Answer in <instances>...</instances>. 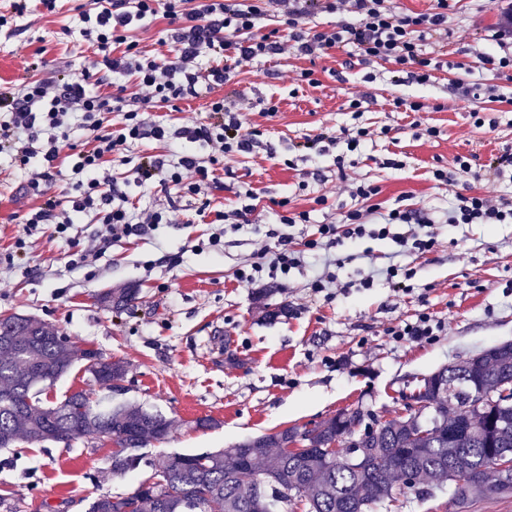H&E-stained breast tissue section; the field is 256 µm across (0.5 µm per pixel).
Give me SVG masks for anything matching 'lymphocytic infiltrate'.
<instances>
[{
	"label": "lymphocytic infiltrate",
	"instance_id": "obj_1",
	"mask_svg": "<svg viewBox=\"0 0 512 512\" xmlns=\"http://www.w3.org/2000/svg\"><path fill=\"white\" fill-rule=\"evenodd\" d=\"M451 0H436L431 11L404 14L396 12L389 0H99L97 7L79 6L80 34L96 47L92 69L103 78L135 76L139 86L151 88L152 97H125L115 94L101 97L91 94L84 79L59 76L27 82L17 89H0V154L7 155L29 170L33 160H41L43 170L31 178L28 186L44 202L32 210L27 224L55 225L58 234H66L72 214L95 211L112 237L141 235L159 223L164 214L154 210L135 214L123 204L125 195L111 183L104 169L108 158L124 146L151 137L158 141L185 140L186 148L176 152L170 163L140 160L135 179L146 186L159 181L168 188L196 193L209 180L207 161L202 149L211 148L222 155H233L253 148L251 134L242 130L239 113L234 112L230 97L211 102L205 121L179 129L148 122L145 114L151 98L169 105L198 96L199 85L229 83L227 68L212 65L198 69L200 57L232 55L237 63H250L278 55L282 39H289L297 53L312 57L331 48H349L365 61H384L396 66L405 82L423 83L430 77L434 59L426 45L448 42V13ZM352 13V20L334 29L304 27L303 22L320 13ZM277 13L278 28L264 30L262 22ZM164 15L169 26L162 31L163 41L175 45L173 60L160 62L141 54L133 31L150 25L157 15ZM121 113L122 125L111 129L104 124L106 115ZM85 131L82 149L73 155L71 172L77 178V192L69 203L72 213L60 217L57 203L50 197L53 171L70 128ZM468 174L477 181H497L512 177V148L488 161L472 164L470 158L457 156L446 167L435 169V180L454 183L458 174ZM378 187L360 184L354 197L363 209L348 212L344 229L324 224L319 240L310 248H333L343 240L364 236L394 237L400 245L421 253L432 250L436 240L431 227L434 219L421 209H392L381 212L375 198ZM308 212L277 214L275 227L266 236L272 239L261 260L250 271H239L237 278L254 282L263 271L289 272L301 264L298 251L285 225L304 224ZM450 224H512V201H494L481 194L459 193L446 215ZM401 233H392L393 225Z\"/></svg>",
	"mask_w": 512,
	"mask_h": 512
}]
</instances>
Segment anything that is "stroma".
<instances>
[{
	"label": "stroma",
	"instance_id": "obj_1",
	"mask_svg": "<svg viewBox=\"0 0 512 512\" xmlns=\"http://www.w3.org/2000/svg\"><path fill=\"white\" fill-rule=\"evenodd\" d=\"M56 0L47 10L30 0L12 13L0 0V86L53 76L66 68L82 76L94 48L80 35L79 4ZM497 10L491 0H458L448 17L453 31L423 85L400 83L392 63H361L332 49L315 59L301 57L290 42L272 59L248 65L226 58L237 92L234 108L245 132L259 145L220 159L214 181L199 193L182 192L168 205L161 184L137 186L131 165L114 160L108 174L136 211L165 209L166 223L148 234L120 237L90 265L71 268L68 239L88 245L104 232L94 214L74 216L67 238L54 225L26 228L41 199L27 176L0 155V316L35 317L78 345L127 362L123 401L163 414L173 423L164 442L146 455L202 453L245 438L303 426L357 406L384 421L402 415L415 376L430 373L479 350L512 341V224H438L436 244L420 254L391 239H364L337 247L342 264L329 294L314 293L323 271L317 253L307 251L320 225L341 221L362 203L351 190L378 186L383 207L423 209L443 216L456 193L477 192L512 201V181H476L461 176L454 185L433 172L455 156L488 160L512 148V79L484 69L479 56L496 49L491 39ZM312 71V81L302 78ZM496 86L498 101L461 96L458 83ZM217 87L182 102L179 110L156 104L152 120L177 128L202 121ZM359 108H351L352 99ZM423 103L410 112L399 100ZM276 112H269V105ZM495 127H475L472 112ZM436 128L437 136L426 133ZM368 129L357 152L307 157L297 143L324 131ZM387 158L399 169L382 167ZM256 195L251 223L234 229L215 223L216 213L240 208V192ZM309 211L311 221L292 227L304 263L289 273L238 281L268 243L265 232L275 203ZM219 245H209L212 235ZM25 253L14 259L15 243ZM396 261L412 276L403 291L386 281L361 287L372 269ZM118 288L137 289L132 307L116 313L101 296ZM267 290L264 302L255 295ZM286 307L271 320L267 309ZM430 314L441 329L423 343L396 341L390 328ZM213 419L214 427L197 422ZM107 441L79 439L64 446L20 440L0 448V512H86L88 497L125 495L152 475L143 468L113 476Z\"/></svg>",
	"mask_w": 512,
	"mask_h": 512
}]
</instances>
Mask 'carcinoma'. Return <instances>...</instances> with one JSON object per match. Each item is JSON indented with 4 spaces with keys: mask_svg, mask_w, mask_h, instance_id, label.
Segmentation results:
<instances>
[{
    "mask_svg": "<svg viewBox=\"0 0 512 512\" xmlns=\"http://www.w3.org/2000/svg\"><path fill=\"white\" fill-rule=\"evenodd\" d=\"M137 289L123 288L101 297L103 303L128 307ZM58 331L23 315L0 318V448L18 440L69 445L83 437L108 439L123 451L111 456L112 475L123 477L142 466L156 481L133 491L140 512H392L408 499L424 501L445 485L451 501L464 508L484 499L512 495L496 468V453L512 449V401L486 403L512 382V341L487 348L436 370L439 385L425 388L426 435L412 437L420 420L396 417L378 425L361 442L367 463L350 464L359 435L352 426L361 408L324 421L307 439L310 450L287 449L302 428L254 436L229 448L160 458L139 452L150 441L168 438L172 421L140 406L112 402V389L124 378L127 363L98 355L84 366L89 381L107 391L80 390L59 402L44 404L40 393L76 364L79 346L57 341ZM126 497L99 494L87 512H121Z\"/></svg>",
    "mask_w": 512,
    "mask_h": 512,
    "instance_id": "1",
    "label": "carcinoma"
}]
</instances>
